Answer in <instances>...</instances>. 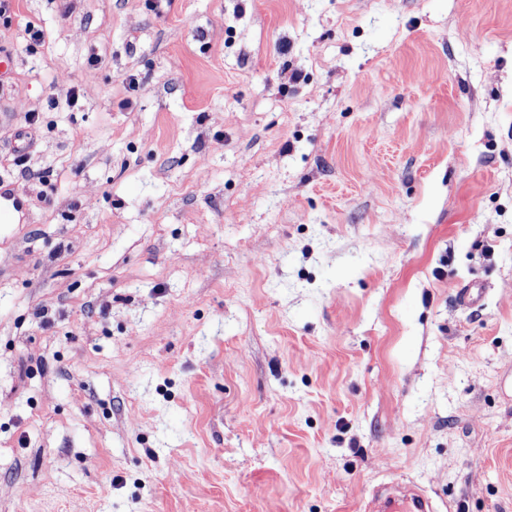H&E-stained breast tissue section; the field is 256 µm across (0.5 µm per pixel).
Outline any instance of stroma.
Returning a JSON list of instances; mask_svg holds the SVG:
<instances>
[{"mask_svg":"<svg viewBox=\"0 0 512 512\" xmlns=\"http://www.w3.org/2000/svg\"><path fill=\"white\" fill-rule=\"evenodd\" d=\"M1 57L0 512H512V0H13ZM365 512H436L422 493L404 487L395 493H383L372 500V509Z\"/></svg>","mask_w":512,"mask_h":512,"instance_id":"35a3bbf8","label":"stroma"}]
</instances>
